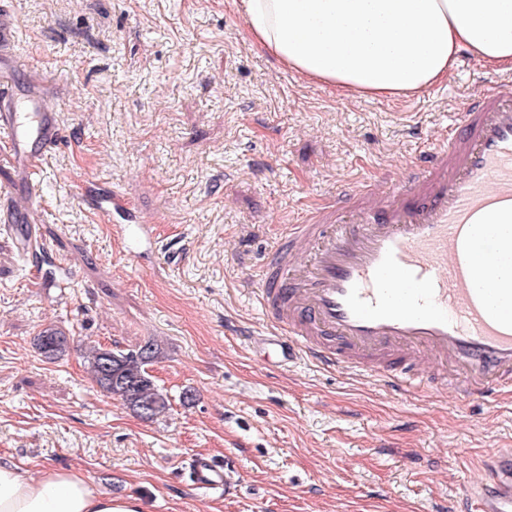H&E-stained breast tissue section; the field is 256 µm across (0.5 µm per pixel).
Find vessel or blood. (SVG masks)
Returning <instances> with one entry per match:
<instances>
[{
	"label": "vessel or blood",
	"instance_id": "vessel-or-blood-1",
	"mask_svg": "<svg viewBox=\"0 0 512 512\" xmlns=\"http://www.w3.org/2000/svg\"><path fill=\"white\" fill-rule=\"evenodd\" d=\"M44 98L37 83L0 84V142L32 200L62 135ZM87 195L132 249L149 244L152 225L123 195L94 185ZM338 201L347 217L312 206L284 225L247 284L272 322L278 362L356 369L402 396L447 388L460 401L511 396L512 276L502 265L512 258V83L488 79L397 185L349 184ZM0 224L28 250L29 213L2 200ZM302 247L310 258L298 266ZM450 366L455 376L444 377ZM188 469L198 490L225 494L238 480L234 467L203 453ZM460 501L512 512V448L486 449L483 476Z\"/></svg>",
	"mask_w": 512,
	"mask_h": 512
}]
</instances>
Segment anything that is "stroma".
<instances>
[{
	"mask_svg": "<svg viewBox=\"0 0 512 512\" xmlns=\"http://www.w3.org/2000/svg\"><path fill=\"white\" fill-rule=\"evenodd\" d=\"M20 78L58 89L62 138L37 174L42 286L0 229V462L79 472L144 512H430L512 448V404L400 397L365 375L265 364L243 342L270 323L239 283L271 237L340 186L397 183L481 90L468 50L410 99L314 84L246 36L231 0H0ZM120 188L155 242L139 258L82 205L87 179ZM68 339L57 359L36 338ZM161 354L171 407L146 420L102 392L88 346ZM234 466L224 497L194 489L196 453ZM37 347L47 359H54L66 350V336L54 328L42 330L37 337Z\"/></svg>",
	"mask_w": 512,
	"mask_h": 512,
	"instance_id": "obj_1",
	"label": "stroma"
}]
</instances>
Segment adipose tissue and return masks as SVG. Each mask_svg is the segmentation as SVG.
<instances>
[{"label":"adipose tissue","mask_w":512,"mask_h":512,"mask_svg":"<svg viewBox=\"0 0 512 512\" xmlns=\"http://www.w3.org/2000/svg\"><path fill=\"white\" fill-rule=\"evenodd\" d=\"M250 38L306 79L400 97L447 79L459 49L512 68V0H234ZM0 512H142L81 475L0 464Z\"/></svg>","instance_id":"ef3b65f1"}]
</instances>
